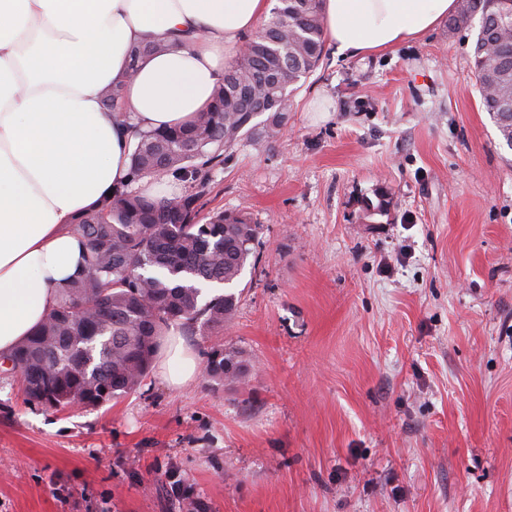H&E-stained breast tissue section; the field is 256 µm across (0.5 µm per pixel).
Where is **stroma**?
Segmentation results:
<instances>
[{
    "label": "stroma",
    "mask_w": 512,
    "mask_h": 512,
    "mask_svg": "<svg viewBox=\"0 0 512 512\" xmlns=\"http://www.w3.org/2000/svg\"><path fill=\"white\" fill-rule=\"evenodd\" d=\"M475 38L325 47L276 141L212 177L259 245L232 324L189 342L245 351L248 386L152 371L55 413L0 377V512H512V148Z\"/></svg>",
    "instance_id": "stroma-1"
}]
</instances>
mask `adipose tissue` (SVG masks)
Here are the masks:
<instances>
[{"instance_id": "ef3b65f1", "label": "adipose tissue", "mask_w": 512, "mask_h": 512, "mask_svg": "<svg viewBox=\"0 0 512 512\" xmlns=\"http://www.w3.org/2000/svg\"><path fill=\"white\" fill-rule=\"evenodd\" d=\"M456 0H322L327 43L365 57L415 41ZM271 0H0V355L30 336L81 271L79 219L127 188L173 197L163 181H132L130 125L161 130L205 111ZM165 51L131 63L151 38ZM121 84L124 117L103 104ZM198 356L172 335L157 366L171 388Z\"/></svg>"}]
</instances>
